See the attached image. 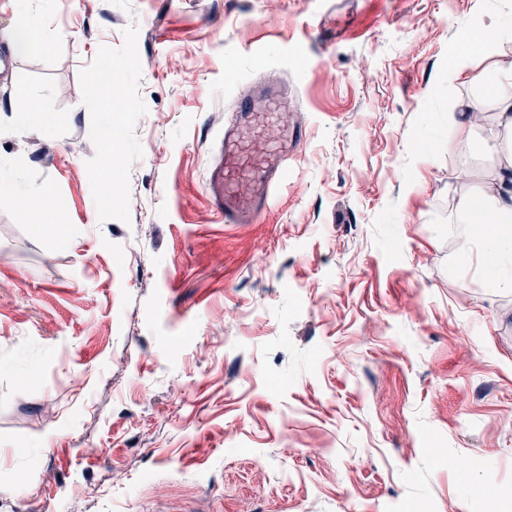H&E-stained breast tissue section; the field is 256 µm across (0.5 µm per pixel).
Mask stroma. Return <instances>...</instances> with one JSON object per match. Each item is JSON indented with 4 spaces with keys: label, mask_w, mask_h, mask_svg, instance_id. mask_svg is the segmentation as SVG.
<instances>
[{
    "label": "stroma",
    "mask_w": 512,
    "mask_h": 512,
    "mask_svg": "<svg viewBox=\"0 0 512 512\" xmlns=\"http://www.w3.org/2000/svg\"><path fill=\"white\" fill-rule=\"evenodd\" d=\"M26 7L0 73L30 201L0 195V512H512V288L450 221L501 160L496 104L448 125L475 94L448 79L460 23L512 29V0H0V29ZM258 65L302 102H266L261 138L306 142L266 223L220 224ZM37 26V20L29 18L23 24L5 30L2 37L12 52L23 54L29 49L30 36L37 29Z\"/></svg>",
    "instance_id": "35a3bbf8"
}]
</instances>
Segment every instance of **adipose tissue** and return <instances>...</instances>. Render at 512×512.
Returning <instances> with one entry per match:
<instances>
[{"mask_svg": "<svg viewBox=\"0 0 512 512\" xmlns=\"http://www.w3.org/2000/svg\"><path fill=\"white\" fill-rule=\"evenodd\" d=\"M465 45L448 67V77L461 80L488 92L498 93L504 79H512V62L500 63L490 70L476 71L470 57L477 51L490 50L501 39L499 28H492L481 39H474L468 24H461ZM499 95V93H498ZM498 123L504 135L512 136V94L499 95ZM493 189L481 195L461 197L453 217L454 222L469 225L461 239L459 250L469 253L480 248L486 265L497 268L504 284H512V153L507 154L491 177Z\"/></svg>", "mask_w": 512, "mask_h": 512, "instance_id": "1", "label": "adipose tissue"}]
</instances>
